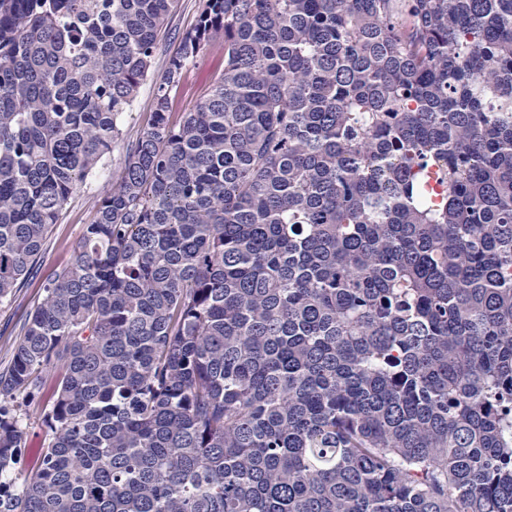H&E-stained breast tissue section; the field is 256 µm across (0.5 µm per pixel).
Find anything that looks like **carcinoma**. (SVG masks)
<instances>
[{
  "label": "carcinoma",
  "mask_w": 512,
  "mask_h": 512,
  "mask_svg": "<svg viewBox=\"0 0 512 512\" xmlns=\"http://www.w3.org/2000/svg\"><path fill=\"white\" fill-rule=\"evenodd\" d=\"M178 2L0 0V305ZM73 253L0 369V512H512V0H201ZM223 69L224 49L221 41H216L187 67L183 86L174 104L173 112H186L197 102L203 100L211 90L215 78ZM56 374H51L47 386L41 392L37 403L29 409V417L26 419L24 448L14 465L12 477L17 485H21L25 478L31 476L39 466V452L44 440L45 427L42 423L40 411L53 400V389Z\"/></svg>",
  "instance_id": "cac0c4a2"
}]
</instances>
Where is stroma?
<instances>
[{"instance_id":"1","label":"stroma","mask_w":512,"mask_h":512,"mask_svg":"<svg viewBox=\"0 0 512 512\" xmlns=\"http://www.w3.org/2000/svg\"><path fill=\"white\" fill-rule=\"evenodd\" d=\"M200 0H179L175 12L168 19L167 35L156 50L152 72L161 75L176 52L184 32L196 22ZM224 68V49L213 43L185 72L183 86L174 104L175 111L185 112L209 93L215 78ZM153 110V84L144 82L137 94L131 112L122 125V136L112 153L99 165L95 173L78 186L54 224L47 241V252L35 280L29 286L17 289L10 306L0 307V368L6 366L20 340V330L30 308L42 297L40 282L56 268L69 263L73 246L82 233L84 224L90 223L98 208L104 189L117 179L125 166L127 149L147 126ZM53 400L52 387H45L38 402L29 409L26 419L24 446L14 466L12 476L23 482L39 466V452L44 440L45 427L40 411Z\"/></svg>"}]
</instances>
